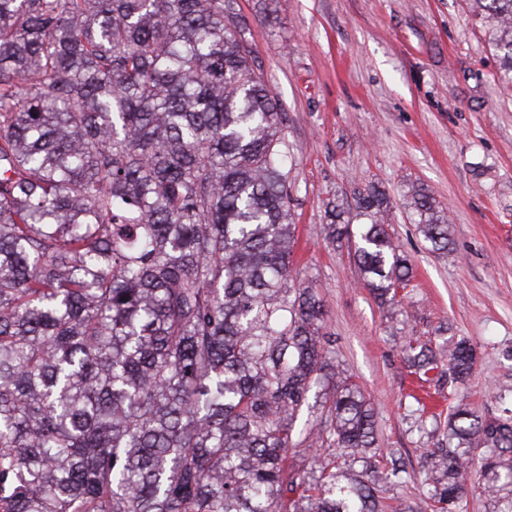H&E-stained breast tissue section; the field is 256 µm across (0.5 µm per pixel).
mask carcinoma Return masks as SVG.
<instances>
[{
    "label": "carcinoma",
    "mask_w": 512,
    "mask_h": 512,
    "mask_svg": "<svg viewBox=\"0 0 512 512\" xmlns=\"http://www.w3.org/2000/svg\"><path fill=\"white\" fill-rule=\"evenodd\" d=\"M512 83V0H470ZM285 113L230 0H0V501L10 512H379L374 410L334 367L323 301L293 264ZM416 230L453 245L411 188ZM355 258L385 299L409 263L386 197L358 196ZM475 350L405 346L414 373ZM317 385L315 440L287 471ZM512 512V412L448 414L429 499L453 512L472 445ZM294 497H285V492ZM322 387L313 388L309 396V408L304 406L298 414L297 429L293 437V446L288 450V472L295 478L308 477L318 458L340 456L342 451L330 442L311 443L306 439V431L327 420L328 405L325 407V395Z\"/></svg>",
    "instance_id": "1"
}]
</instances>
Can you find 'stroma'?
<instances>
[{
	"instance_id": "35a3bbf8",
	"label": "stroma",
	"mask_w": 512,
	"mask_h": 512,
	"mask_svg": "<svg viewBox=\"0 0 512 512\" xmlns=\"http://www.w3.org/2000/svg\"><path fill=\"white\" fill-rule=\"evenodd\" d=\"M267 87L288 118L294 263L325 304L330 355L374 407L380 465L398 460L384 512L421 504L434 475L424 456L446 440L433 417L466 404L495 411L512 390V86L474 23L469 0H234ZM424 186L450 211L452 251H431L407 198ZM385 191L388 230L411 278L395 302L364 287L354 239L332 242V209L354 219L357 196ZM467 338L463 389L411 374L402 349ZM328 418L314 388L298 414L288 467L308 476L340 450L306 432Z\"/></svg>"
}]
</instances>
